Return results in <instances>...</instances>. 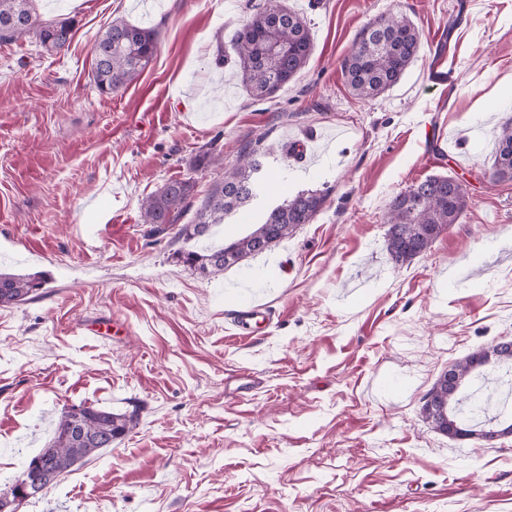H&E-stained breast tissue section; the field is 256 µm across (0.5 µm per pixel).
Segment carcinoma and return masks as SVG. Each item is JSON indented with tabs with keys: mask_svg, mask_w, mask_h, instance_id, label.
Segmentation results:
<instances>
[{
	"mask_svg": "<svg viewBox=\"0 0 512 512\" xmlns=\"http://www.w3.org/2000/svg\"><path fill=\"white\" fill-rule=\"evenodd\" d=\"M69 17L45 20L36 14L34 0H0V42H16L34 35L48 52L64 48L72 37ZM422 38L410 20L381 16L365 26L342 71L352 92L370 99L395 85L417 60ZM158 48L155 30L123 19L113 20L94 40L93 81L104 94H117L151 64ZM314 46L307 20L272 0L254 12L239 31L234 64L248 94L263 99L291 81L308 64ZM257 150L243 152L240 165L215 183L197 206L189 224H177L193 205L194 181L171 180L141 203L144 224H167L186 238L205 235L224 216L246 208L254 197V174L261 163ZM493 182L512 181V122L499 129L496 153L489 173ZM325 195L302 191L267 213L250 233L207 252H188L183 262L203 276L217 275L250 255L269 250L302 224L310 223L321 210ZM468 204L466 185L451 176H431L410 186L389 203L386 224L387 250L397 266L411 262L428 250L449 224L458 222ZM44 283L38 273L0 270V306L9 307L34 298ZM512 366V347L495 344L479 348L451 365V382L436 381L422 413L434 428L451 437L476 434L473 415L464 401V388L478 369L489 364ZM137 425L135 414H117L93 405H73L59 419L51 443L30 458L61 475L77 461L112 447V441Z\"/></svg>",
	"mask_w": 512,
	"mask_h": 512,
	"instance_id": "1",
	"label": "carcinoma"
}]
</instances>
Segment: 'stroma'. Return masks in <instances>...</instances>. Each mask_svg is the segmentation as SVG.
<instances>
[{
	"instance_id": "obj_1",
	"label": "stroma",
	"mask_w": 512,
	"mask_h": 512,
	"mask_svg": "<svg viewBox=\"0 0 512 512\" xmlns=\"http://www.w3.org/2000/svg\"><path fill=\"white\" fill-rule=\"evenodd\" d=\"M266 2L36 0L74 18L69 45L0 44V266L45 280L0 307V490L69 407L138 414L18 512H512V434L455 440L422 414L450 365L512 339V181L488 179L512 120V0H282L314 52L255 100L232 59ZM387 13L422 52L362 100L341 61ZM117 18L156 29L158 51L105 95L93 41ZM255 144L249 215L200 240L142 222L166 182L202 200ZM207 151L222 164L196 168ZM434 175L464 181L468 205L394 265L388 205ZM307 190L321 211L270 251L211 277L182 262ZM236 297L269 322L241 335Z\"/></svg>"
}]
</instances>
